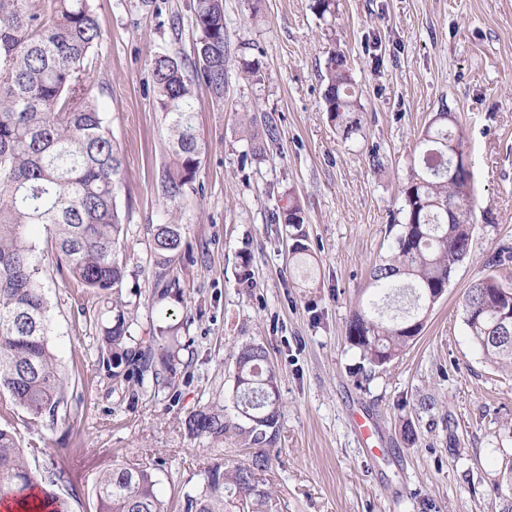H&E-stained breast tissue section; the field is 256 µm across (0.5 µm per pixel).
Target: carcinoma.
I'll use <instances>...</instances> for the list:
<instances>
[{"mask_svg": "<svg viewBox=\"0 0 512 512\" xmlns=\"http://www.w3.org/2000/svg\"><path fill=\"white\" fill-rule=\"evenodd\" d=\"M197 32L194 59L156 54L151 59L156 102L167 121L168 149L158 187L170 201L193 188L202 165L196 122V81L224 100V0H192ZM102 31L88 0H0V404L24 409L35 422H55L64 381L49 346L50 315L36 244L29 227L40 224L68 278L89 291L112 296V319L104 327L101 357L130 368L141 388L167 387L178 354L165 336L137 339L130 333L119 297L126 266L119 258L124 159L112 141L103 108L92 88V65ZM323 99L331 121L345 139L360 131L359 93L347 57L327 58ZM456 117L443 107L429 119L417 144L418 165L402 189L405 223L391 254L370 271L376 293L408 294L413 312L427 293L448 287L456 266L469 254L476 208L469 167L452 168L463 150L461 136L444 129ZM284 223H305L293 201ZM153 250L159 272L154 290L164 297L179 287L174 264L182 250L180 225L167 217L154 226ZM464 322L485 359L512 367V281L490 274L462 299ZM423 324L412 312L386 317L375 302L354 310L345 326L349 345L367 363V376L385 370ZM234 418L222 406H206L185 419V430L214 441L236 436L253 449L244 463L215 462L204 471L202 488L184 496L181 512H275L272 491L260 480L280 435L282 411L278 374L267 349L243 345L235 358ZM63 471L44 475L27 464L14 432L0 428V499L25 508L39 489L53 512H71L54 486ZM153 471L140 464L114 463L96 481L97 512H167L156 492ZM501 512H512V459L492 488Z\"/></svg>", "mask_w": 512, "mask_h": 512, "instance_id": "carcinoma-1", "label": "carcinoma"}]
</instances>
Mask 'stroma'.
Instances as JSON below:
<instances>
[{"label":"stroma","mask_w":512,"mask_h":512,"mask_svg":"<svg viewBox=\"0 0 512 512\" xmlns=\"http://www.w3.org/2000/svg\"><path fill=\"white\" fill-rule=\"evenodd\" d=\"M224 0L230 53L223 101L197 84L202 166L177 201L157 185L167 146L151 59L194 55L190 0H90L103 37L94 95L124 158L121 298L135 336L172 328L181 350L171 386L156 393L113 378L99 357L111 300L62 280L47 232L35 241L50 299L52 347L66 377L53 426L19 408L0 427L21 445L57 449L28 457L61 467L55 490L71 512H96L97 475L116 462L147 463L169 512L196 491L214 461L246 460L232 438L190 437L186 417L232 407L235 354L263 344L278 372V444L264 482L277 512H499L491 493L512 453V370L486 362L464 323L461 299L512 247V0ZM343 52L361 94V136L343 139L325 110V64ZM258 61L260 77L244 69ZM460 118L478 207L468 257L457 265L421 333L365 380L345 325L372 293L369 272L387 256L405 215L402 187L429 118ZM272 124L260 156L249 133ZM380 166H372L371 153ZM299 198L306 265L291 227L275 221ZM181 226L178 291L153 290V227L163 211ZM437 406L425 411L422 398ZM363 415L372 428H354ZM412 422L419 439L400 435Z\"/></svg>","instance_id":"stroma-1"}]
</instances>
